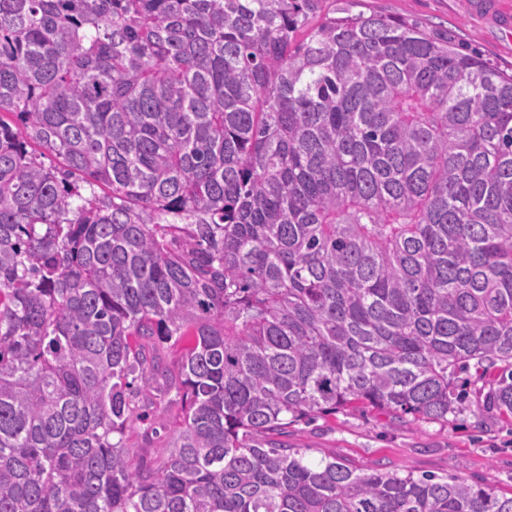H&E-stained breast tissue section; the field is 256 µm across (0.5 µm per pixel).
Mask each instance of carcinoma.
I'll return each instance as SVG.
<instances>
[{
  "instance_id": "cac0c4a2",
  "label": "carcinoma",
  "mask_w": 512,
  "mask_h": 512,
  "mask_svg": "<svg viewBox=\"0 0 512 512\" xmlns=\"http://www.w3.org/2000/svg\"><path fill=\"white\" fill-rule=\"evenodd\" d=\"M460 373L512 418V74L322 0H0V512H512L275 439Z\"/></svg>"
}]
</instances>
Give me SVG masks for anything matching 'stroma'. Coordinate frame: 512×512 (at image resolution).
<instances>
[{"mask_svg": "<svg viewBox=\"0 0 512 512\" xmlns=\"http://www.w3.org/2000/svg\"><path fill=\"white\" fill-rule=\"evenodd\" d=\"M474 0H352L355 13L397 16L429 31L446 29L477 47L486 58L512 73V0H494L497 11L475 10ZM288 444L310 457H336L358 468L395 469L415 475L458 474L496 494L512 495V421L470 411L447 423L400 424L372 409H347L290 427Z\"/></svg>", "mask_w": 512, "mask_h": 512, "instance_id": "35a3bbf8", "label": "stroma"}]
</instances>
